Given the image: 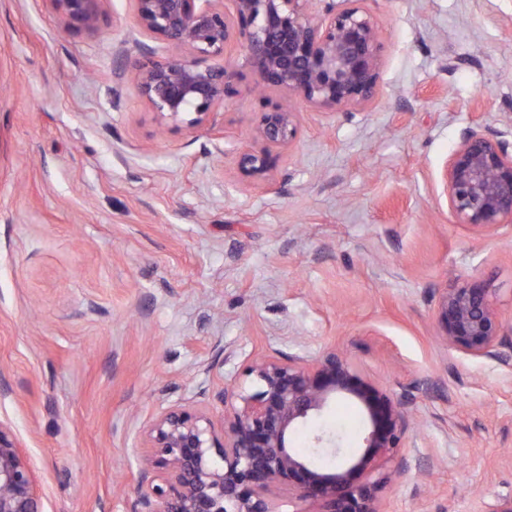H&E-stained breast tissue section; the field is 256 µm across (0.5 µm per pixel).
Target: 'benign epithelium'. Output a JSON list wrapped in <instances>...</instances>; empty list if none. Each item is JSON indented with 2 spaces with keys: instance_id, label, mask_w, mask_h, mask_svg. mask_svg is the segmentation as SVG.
<instances>
[{
  "instance_id": "7a95c632",
  "label": "benign epithelium",
  "mask_w": 512,
  "mask_h": 512,
  "mask_svg": "<svg viewBox=\"0 0 512 512\" xmlns=\"http://www.w3.org/2000/svg\"><path fill=\"white\" fill-rule=\"evenodd\" d=\"M69 27L93 31L100 0H50ZM216 0H135L138 27L179 52L132 63L140 92L158 119L193 131L224 107L236 72L204 66L224 58L237 42L258 77L318 107L360 104L378 93V27L363 7L336 9L327 0L319 19L310 0H234L235 17ZM466 127L443 173L448 210L458 224L494 229L512 224V129ZM255 134L269 149L238 158L246 176L274 166L270 149L288 147L299 134L297 113L272 105ZM438 338L467 355L496 357L506 323L482 280L446 288L435 308ZM247 391L224 381L220 421L205 410L163 409L143 430L145 466L135 493L142 512H281L283 499L310 503L316 512H381L380 483L369 480L380 461L403 447L408 429L402 404L362 377L333 348L313 359L268 356L248 365ZM338 397L362 409V451L333 468L289 446V435L319 416ZM0 512H39L34 474L12 428L0 422ZM473 512H512V496L480 499Z\"/></svg>"
}]
</instances>
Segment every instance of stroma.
Returning <instances> with one entry per match:
<instances>
[{"instance_id": "1", "label": "stroma", "mask_w": 512, "mask_h": 512, "mask_svg": "<svg viewBox=\"0 0 512 512\" xmlns=\"http://www.w3.org/2000/svg\"><path fill=\"white\" fill-rule=\"evenodd\" d=\"M379 94L348 110L236 91L209 123H160L129 75L173 46L134 0H101L97 31L51 0H0V422L23 442L41 512H138L143 427L181 404L221 417L254 359L324 348L410 416L375 472L382 512H472L512 494V336L499 358L441 344L434 307L477 278L512 318V228L455 223L443 171L464 128L512 113V0H364ZM300 133L266 179L242 175L267 105ZM363 413L339 398L294 431Z\"/></svg>"}]
</instances>
